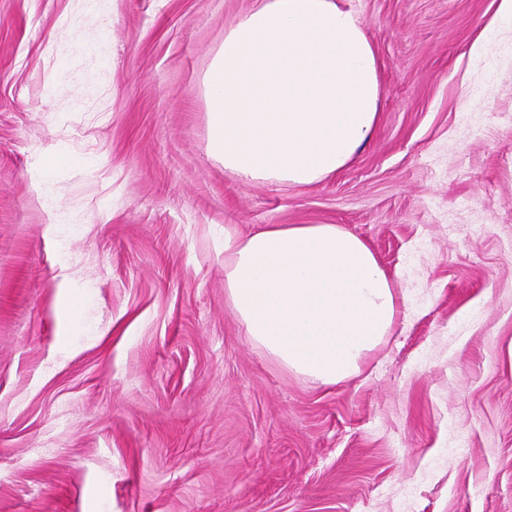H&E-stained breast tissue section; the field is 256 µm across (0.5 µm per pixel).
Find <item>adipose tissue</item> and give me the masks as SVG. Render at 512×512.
Here are the masks:
<instances>
[{
	"mask_svg": "<svg viewBox=\"0 0 512 512\" xmlns=\"http://www.w3.org/2000/svg\"><path fill=\"white\" fill-rule=\"evenodd\" d=\"M204 87L209 151L247 182L334 177L379 123L376 52L345 0H256L225 30ZM224 296L253 343L324 385L359 372L401 306L374 251L340 224L225 225Z\"/></svg>",
	"mask_w": 512,
	"mask_h": 512,
	"instance_id": "1",
	"label": "adipose tissue"
}]
</instances>
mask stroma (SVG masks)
I'll list each match as a JSON object with an SVG mask.
<instances>
[{
    "label": "stroma",
    "mask_w": 512,
    "mask_h": 512,
    "mask_svg": "<svg viewBox=\"0 0 512 512\" xmlns=\"http://www.w3.org/2000/svg\"><path fill=\"white\" fill-rule=\"evenodd\" d=\"M253 4L0 0V512H512V25L475 55L498 0H350L374 137L326 181L246 184L202 79ZM228 224L371 246L405 304L356 376L249 341Z\"/></svg>",
    "instance_id": "35a3bbf8"
}]
</instances>
